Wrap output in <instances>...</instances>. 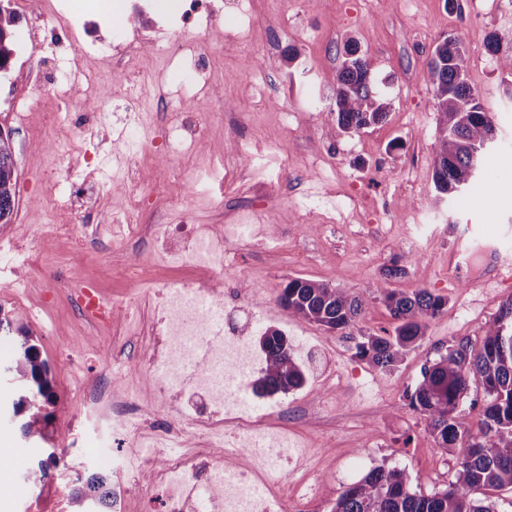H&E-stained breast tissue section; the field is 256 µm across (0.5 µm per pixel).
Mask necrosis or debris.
I'll return each mask as SVG.
<instances>
[{
	"label": "necrosis or debris",
	"mask_w": 512,
	"mask_h": 512,
	"mask_svg": "<svg viewBox=\"0 0 512 512\" xmlns=\"http://www.w3.org/2000/svg\"><path fill=\"white\" fill-rule=\"evenodd\" d=\"M22 7L34 16L49 17L68 35L81 22L73 0H22ZM244 238L240 224L225 226L217 236L199 224L151 225L150 248L126 269L127 280L138 289L125 300L130 308L143 298L156 304L155 330L164 349L142 358L157 375L156 395L201 399L207 414L191 415L198 430L207 435L231 434L238 447L267 464L293 449L276 424L287 405L275 398L258 407L250 405L251 379L263 360L242 326L229 317L230 312L242 310L248 322L257 323L267 312L237 290L221 297L214 292L230 278L224 266L225 246ZM159 264L170 269V277L154 276ZM63 293L81 319H93L101 331H108L113 298L97 280L69 281ZM144 464L151 484L167 488L168 512H185L189 489L200 483L192 458L182 456L159 465L149 456ZM319 483V475L310 474L288 496L270 488L266 472L223 470L210 475L205 485L212 512H306Z\"/></svg>",
	"instance_id": "4bbe7bcc"
}]
</instances>
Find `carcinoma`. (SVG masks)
I'll return each mask as SVG.
<instances>
[{"label": "carcinoma", "mask_w": 512, "mask_h": 512, "mask_svg": "<svg viewBox=\"0 0 512 512\" xmlns=\"http://www.w3.org/2000/svg\"><path fill=\"white\" fill-rule=\"evenodd\" d=\"M15 18L0 15V65L9 62ZM487 50L500 56L501 66L512 71V48L491 35ZM434 95L444 125L434 163V184L442 195L465 190L471 172L481 164L476 151L492 131L493 122L476 102L466 79L467 53L457 37L439 42L429 63ZM389 108L376 95L370 63L346 48L338 78L334 108L336 122L344 132H357L381 122ZM15 169L11 134L0 136V224L9 223L15 207ZM279 304L288 314L335 332L349 328L362 311V300L346 289L326 283L292 279L281 289ZM382 302L396 321L392 334L369 335L357 345V355L375 369H396L424 336L427 318L447 312L448 300L420 288L411 293L387 289ZM20 334L12 363L6 367L17 388L10 409L20 416L22 438L34 449L49 442L50 414L45 404L54 393L47 362L29 332L13 328L0 317V335ZM267 368L254 383L261 395L286 394L304 385L305 374L295 364L287 337L278 330L261 336ZM476 383L486 397L485 430L477 438L466 427L459 408L461 400ZM410 407L429 422L437 446L458 450L457 468L448 488L431 494L412 488V476L403 468L385 465L368 471L336 497L332 512H495L494 504L478 493L494 489L512 490V299L503 302L487 326L482 345L476 349L468 340L448 347L432 364L423 367L421 380L410 394ZM70 500L76 512H112V476L90 471L77 479Z\"/></svg>", "instance_id": "1"}]
</instances>
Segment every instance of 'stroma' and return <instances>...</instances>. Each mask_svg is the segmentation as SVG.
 Masks as SVG:
<instances>
[{
  "instance_id": "1",
  "label": "stroma",
  "mask_w": 512,
  "mask_h": 512,
  "mask_svg": "<svg viewBox=\"0 0 512 512\" xmlns=\"http://www.w3.org/2000/svg\"><path fill=\"white\" fill-rule=\"evenodd\" d=\"M228 0H152V13L110 17L106 0H75L84 24L77 44L52 42L49 21L18 12L16 0H0L15 14V43L0 71V96L16 99L18 111L0 112V129L12 135L17 172L16 206L0 227V314L29 329L56 395L47 410L52 436L75 431L84 403L108 407L136 397L143 423L123 439L112 430L83 432L77 444L57 449L60 470L83 474V461L107 455L137 480L143 449L135 440L150 435L155 419L180 422L176 403L154 393L155 378L136 359L157 345L149 322L150 301L140 314V335L125 333L126 310L117 308L109 336L100 337L64 301L53 299L57 281L42 278L47 261L60 278H94L123 299L131 284L124 267L148 245L144 234L112 251V216L129 201L146 196V224H207L213 231L239 223L244 206L255 205L250 223L281 237L275 251L247 243L229 245L225 262L235 288L274 302L264 329H283L290 343L314 344L320 382L288 392L285 420L295 429L301 452L285 458L273 479L287 489L306 472L324 483L309 512H331L339 492L372 467L407 469L413 488L426 494L452 480L456 454L437 447L427 420L408 396L423 366L466 339L481 345L512 280L488 279L484 258L448 269L455 230L488 242L512 256V73L488 52L498 34L512 42V0H251L256 18L242 31ZM185 9L182 29L168 35L154 18ZM210 17L203 28L202 17ZM460 37L467 50V79L476 99L494 120L498 140L484 154L469 191L436 201L433 167L441 136L438 104L428 62L445 36ZM141 53L126 51L130 40ZM195 42L207 57L205 98L186 96L172 111L161 108L164 89L148 91L138 112L127 110L126 87L143 73ZM355 45L367 58L387 99V117L351 134L341 133L334 102L342 56ZM97 75L105 101L79 129L57 125L56 87L71 72ZM197 121L204 147L165 157L160 144L170 116ZM67 142L68 150H45L39 132ZM153 151L142 152L143 138ZM122 179L113 188V176ZM56 224H75L76 237L53 234ZM414 257L406 275L385 278V269ZM24 265L26 288L14 292L11 269ZM301 278L328 283L362 297L357 323L343 331L288 315L277 306L281 288ZM425 288L448 300V311L427 320L425 335L394 371L382 373L356 354L361 337L392 329L381 301L387 289ZM76 432V431H75ZM15 423L0 420V512H30L18 491L36 452L20 449ZM200 451L202 473L233 467L258 468L245 451L209 447L199 434L167 440L159 460Z\"/></svg>"
}]
</instances>
